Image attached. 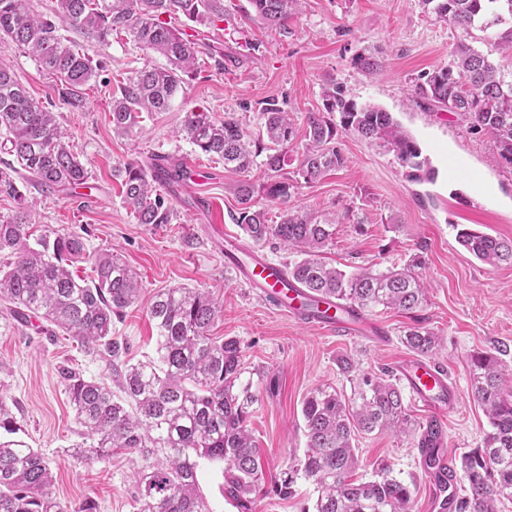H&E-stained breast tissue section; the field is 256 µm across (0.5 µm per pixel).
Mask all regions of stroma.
Listing matches in <instances>:
<instances>
[{"instance_id":"obj_1","label":"stroma","mask_w":512,"mask_h":512,"mask_svg":"<svg viewBox=\"0 0 512 512\" xmlns=\"http://www.w3.org/2000/svg\"><path fill=\"white\" fill-rule=\"evenodd\" d=\"M248 7V0H224V22L196 26L197 39L224 51L223 65H216L210 51L200 54L170 109L143 113L126 134L112 128L113 97L129 72L147 63L166 66L165 57L145 55L123 35L103 47L86 44L102 70L96 86L86 92L83 109L74 111L59 100L54 76L30 55L6 49L5 59L19 82L32 97L52 104L90 173L87 197L75 189L45 193L27 177H17L19 191L34 204V230L48 226L78 234L90 251L113 250L136 269L141 297L112 326L113 336L126 344L133 359L154 352L147 305L155 292L188 287L214 293L221 312L212 336L237 338L246 373H265L253 381L258 400L248 428L267 477L279 476L304 457L305 396L325 386L353 393L356 375L339 367L344 356L353 359L356 374L391 370L410 353L403 335L412 320L377 310L372 317L390 331L391 342H354L283 315L240 285L222 251L225 234H242L232 220L240 209L239 177L196 149L182 126L186 112L201 106L216 120L237 113L254 132L263 122L262 101L274 99L301 128L308 113L321 110L323 87L338 83L357 104L390 112L435 175L410 180L393 153L342 131L336 142L347 159L345 167L301 188L287 206L336 214L321 258L345 272L399 269L421 255L426 302L420 315L441 339L432 360L458 386V404L443 420L444 449L457 459L482 447L490 423L471 396L468 359L500 347L512 368V264L486 265L457 238L461 230L473 229L512 239V168L494 162L488 134L469 130L457 113L424 108L411 97L424 73L447 65L459 31L424 12L418 0H305L301 14L284 29L267 27ZM367 49L380 51L381 71L369 74L356 65L357 54ZM159 154L179 163L194 161L206 177L195 189L164 191L171 223L141 224L123 204L117 170L127 162L149 164ZM470 181L482 185L483 193L467 192ZM203 197L211 199L210 207L199 206ZM0 362L9 369L0 379V395L22 426L25 441L50 460L57 499L72 508L92 505L93 512H134V457L122 452L85 464L69 453L72 444L81 442L82 431L63 372L69 369L108 385L111 360L69 336L47 332L44 320L33 316L18 326L0 322ZM354 446L359 477L371 479L374 466L387 462L395 476L411 484L412 512H428L429 480L414 433L362 434Z\"/></svg>"}]
</instances>
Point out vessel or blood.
<instances>
[{
    "instance_id": "obj_1",
    "label": "vessel or blood",
    "mask_w": 512,
    "mask_h": 512,
    "mask_svg": "<svg viewBox=\"0 0 512 512\" xmlns=\"http://www.w3.org/2000/svg\"><path fill=\"white\" fill-rule=\"evenodd\" d=\"M224 259L237 280L255 289L260 296L287 315L338 336L375 343L389 339L385 327L352 306H339L322 299L309 304L304 288L288 276L287 270L260 250L240 249L233 239L224 241ZM393 372L407 388L415 404L430 417L439 419L455 405V391L449 377L433 361L407 357L397 362ZM428 512H452V485L448 481V458L440 456L431 470Z\"/></svg>"
}]
</instances>
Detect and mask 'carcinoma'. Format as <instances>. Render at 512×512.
Instances as JSON below:
<instances>
[{"instance_id": "cac0c4a2", "label": "carcinoma", "mask_w": 512, "mask_h": 512, "mask_svg": "<svg viewBox=\"0 0 512 512\" xmlns=\"http://www.w3.org/2000/svg\"><path fill=\"white\" fill-rule=\"evenodd\" d=\"M303 0H251L256 16L282 28L298 14ZM423 9L462 33L450 51V62L423 76L412 97L457 112L472 130L493 140L497 163L512 167V76L507 78L489 56L469 42L473 31L491 32L493 46L512 53V0H420ZM168 16L169 20L162 19ZM224 21L221 0H53L50 13L34 9L33 0H0V43L35 56L58 81V96L73 109L83 107L84 87L98 77L99 65L59 24L88 41L106 44L125 34L145 53L165 56L169 67L147 64L131 76L121 97L112 100V128L128 132L143 112H165L183 90L184 76L197 64L202 44L187 33L189 23ZM369 73L383 67L377 51L356 57ZM323 110L307 116L304 130L274 99L264 102V130L253 134L233 112L213 120L207 111L186 112L182 131L203 154L224 161V169L243 177L237 187L242 205L237 224L255 243L276 240L301 259L288 275L315 298H334L364 312L377 308L412 314L425 300L416 269L421 257L398 271L364 268L347 274L321 260L336 216L288 208V199L344 166L336 146L338 130L350 131L395 154L409 175L431 177L416 142L393 116L374 106H359L336 83L322 89ZM302 137L295 170L288 171L286 148ZM67 133L56 114L32 98L11 67L0 59V145L13 157L0 168V196L17 201L12 217L0 220V317L15 321L34 314L112 359L116 390L76 374L67 375L70 402L84 434L94 440L70 449L83 462L104 458L113 450L135 455L131 498L135 512H211L202 495L198 471L204 461L224 467V497L239 512H252V495L263 489L260 448L246 420L257 401L252 382L243 381L239 341L217 340L210 328L219 307L198 288H164L152 297L148 316L156 330L154 354L135 363L127 347L112 337L114 320L140 295L138 273L110 250L88 253L83 237L62 230L34 235L31 212L14 175L23 170L43 188L64 191L88 181L85 164L71 152ZM264 167L274 173L261 186L265 198L283 206L280 221L254 204L249 173ZM154 166L127 163L119 169L125 206L140 224H168L171 210L159 193L184 179L179 166L160 175ZM458 243L481 262L512 264V241L464 230ZM88 262L93 276L81 279L74 267ZM404 344L429 356L439 337L423 326H411ZM503 351L470 357L474 401L489 419L483 447L460 459L468 493L457 497L455 512H496L495 503L512 499V387L506 386ZM307 448L299 467L283 472L271 491L294 495L302 478L313 486V509L303 512H410L413 491L387 465L374 478L355 477L358 457L352 444L360 434L408 429L409 415L401 389L383 372L365 376L350 398L333 387L315 388L301 407ZM0 512H70L52 493L51 467L42 453L17 437L21 432L7 401L0 396ZM444 437L440 421L419 426L417 447L435 448Z\"/></svg>"}]
</instances>
